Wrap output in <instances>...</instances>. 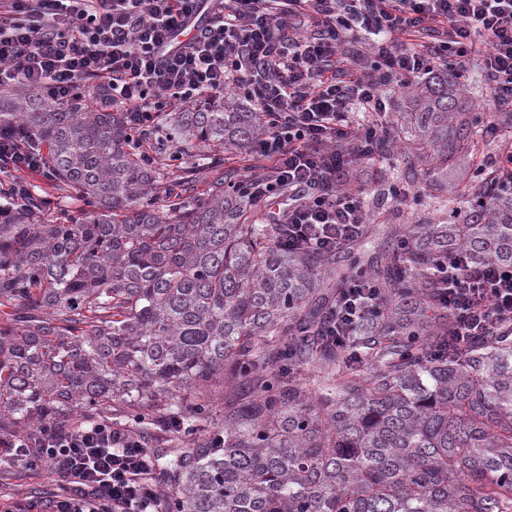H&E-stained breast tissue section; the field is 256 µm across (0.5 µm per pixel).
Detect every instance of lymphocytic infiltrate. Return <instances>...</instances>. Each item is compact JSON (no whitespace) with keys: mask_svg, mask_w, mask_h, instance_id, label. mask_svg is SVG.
Wrapping results in <instances>:
<instances>
[{"mask_svg":"<svg viewBox=\"0 0 512 512\" xmlns=\"http://www.w3.org/2000/svg\"><path fill=\"white\" fill-rule=\"evenodd\" d=\"M364 32L369 64L341 67L340 51ZM478 42L493 100L512 110V0H0V88L34 89L58 107L86 95L141 134L204 99L250 102L264 120L250 151L270 167L245 176L244 196L266 209L289 198L271 216L288 225L283 246L322 251L366 221L349 175L387 144L376 120L385 87L450 61L465 70ZM46 172L31 131L0 124V223L34 206L26 176ZM442 275L450 340L512 325V266H474L459 250ZM382 302L353 275L334 335L375 321ZM152 466L128 427L46 423L0 438V469L50 468L60 493L0 512H169L147 480Z\"/></svg>","mask_w":512,"mask_h":512,"instance_id":"1","label":"lymphocytic infiltrate"}]
</instances>
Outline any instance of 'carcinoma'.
Returning a JSON list of instances; mask_svg holds the SVG:
<instances>
[{
  "label": "carcinoma",
  "instance_id": "1",
  "mask_svg": "<svg viewBox=\"0 0 512 512\" xmlns=\"http://www.w3.org/2000/svg\"><path fill=\"white\" fill-rule=\"evenodd\" d=\"M161 118L192 150L179 180L110 107L0 94V122L29 128L83 202L0 223L4 430L74 411L188 427L166 452L171 512H512V329L448 342L434 284L457 249L512 265V197L486 174L468 183L484 204L460 222L387 224L379 241L361 225L385 307L334 342L322 332L348 277L339 252L283 248L222 175L194 193L212 155L250 148L259 114L209 100ZM401 127L434 163L435 199L448 173L482 164L451 64L408 90ZM218 404L213 433L201 424Z\"/></svg>",
  "mask_w": 512,
  "mask_h": 512
}]
</instances>
